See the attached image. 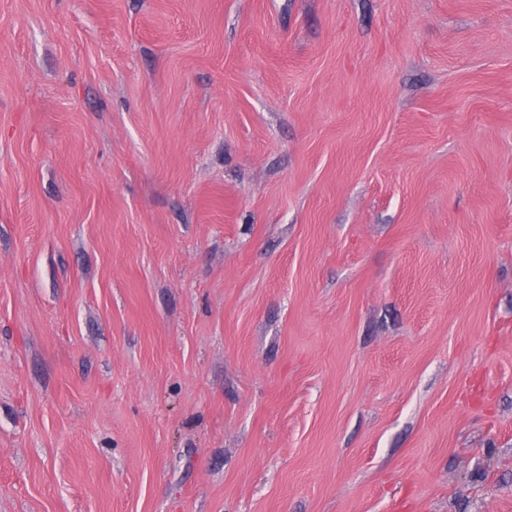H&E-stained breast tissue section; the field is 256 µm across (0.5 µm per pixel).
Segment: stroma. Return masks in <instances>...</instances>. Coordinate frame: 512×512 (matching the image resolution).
<instances>
[{
	"instance_id": "1",
	"label": "stroma",
	"mask_w": 512,
	"mask_h": 512,
	"mask_svg": "<svg viewBox=\"0 0 512 512\" xmlns=\"http://www.w3.org/2000/svg\"><path fill=\"white\" fill-rule=\"evenodd\" d=\"M0 512H512V0H0Z\"/></svg>"
}]
</instances>
